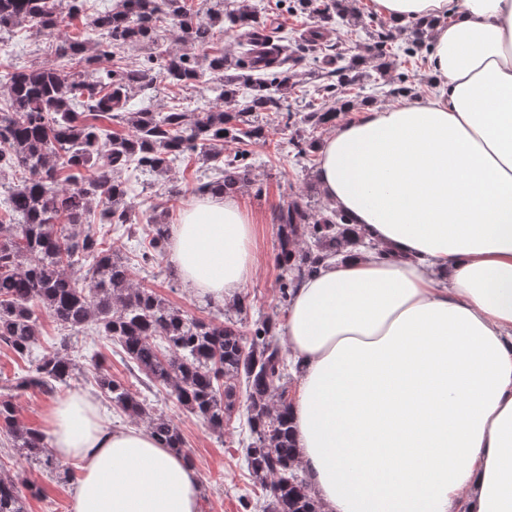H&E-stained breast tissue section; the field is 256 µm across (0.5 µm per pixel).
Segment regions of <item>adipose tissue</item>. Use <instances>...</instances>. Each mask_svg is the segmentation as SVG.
I'll return each mask as SVG.
<instances>
[{
  "label": "adipose tissue",
  "mask_w": 512,
  "mask_h": 512,
  "mask_svg": "<svg viewBox=\"0 0 512 512\" xmlns=\"http://www.w3.org/2000/svg\"><path fill=\"white\" fill-rule=\"evenodd\" d=\"M430 35L435 91L363 108L318 146L330 208L376 243L297 289L279 326L300 369L295 464L323 512H512V0H368ZM258 219L196 198L166 258L202 301H236ZM77 460L70 512H199L197 471L74 392L45 415Z\"/></svg>",
  "instance_id": "1"
}]
</instances>
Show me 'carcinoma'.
Here are the masks:
<instances>
[{
	"mask_svg": "<svg viewBox=\"0 0 512 512\" xmlns=\"http://www.w3.org/2000/svg\"><path fill=\"white\" fill-rule=\"evenodd\" d=\"M287 1L290 13L304 9L325 21L335 15L360 20L356 0L278 4ZM88 2L66 0L61 9L57 0H0V33L25 26L60 41L59 66L6 64L0 71V181L6 190L0 200V344L29 360L26 369L0 384V433L28 462L57 467L45 434L18 418L14 398L28 391L55 397L78 372L68 337L91 326L121 348L146 389L165 390L179 409L220 437L235 411L237 387L245 385L252 436L245 458L266 490L262 512H321L293 461L287 360L275 320H256L244 332L235 322L191 316L135 283L119 247H107L105 233L97 231L114 224L126 236L138 237L127 201L130 175L165 176L191 152L199 153L213 174L197 183L195 193H234L251 182L250 151L226 156L224 142L247 146L267 140L259 113L280 109L293 87L284 69L288 37L266 31L255 16L225 7L224 0H213L203 20L189 0H119L111 9H94L91 17ZM81 18L82 30L67 34L65 29ZM164 18L176 22L181 43L210 46L213 53L199 58L170 51L160 59L149 55L138 65L125 63L123 50L153 45ZM218 30L235 33L234 44L215 48ZM392 40L389 29L374 33L369 52L379 72ZM305 46L328 60L340 57L331 54L336 46L324 41L319 29ZM358 66L353 58L321 73V107L304 116L310 128L336 120V96L359 80ZM206 72L217 80L218 100L238 103L234 111L129 107L133 94L155 88L159 79L181 86ZM104 120L124 123L128 133L109 131L101 125ZM273 221L285 308L294 288L323 260L348 247L367 246L343 214L296 200L280 207ZM168 232L163 214L148 217L146 238L135 255L138 264L148 266L166 252ZM43 314L65 334L58 348L34 357ZM91 360L97 367L95 384L112 408L132 421H146L166 447L190 459L173 419L102 371L99 353ZM0 512H27L26 497L13 478L0 477Z\"/></svg>",
	"mask_w": 512,
	"mask_h": 512,
	"instance_id": "cac0c4a2",
	"label": "carcinoma"
}]
</instances>
